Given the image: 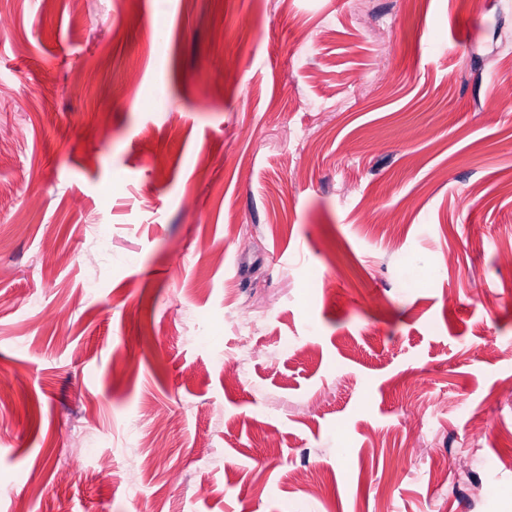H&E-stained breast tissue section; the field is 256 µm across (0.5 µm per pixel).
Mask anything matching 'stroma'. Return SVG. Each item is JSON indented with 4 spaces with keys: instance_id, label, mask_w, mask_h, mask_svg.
<instances>
[{
    "instance_id": "1",
    "label": "stroma",
    "mask_w": 512,
    "mask_h": 512,
    "mask_svg": "<svg viewBox=\"0 0 512 512\" xmlns=\"http://www.w3.org/2000/svg\"><path fill=\"white\" fill-rule=\"evenodd\" d=\"M203 2L0 0V512H512V0Z\"/></svg>"
}]
</instances>
